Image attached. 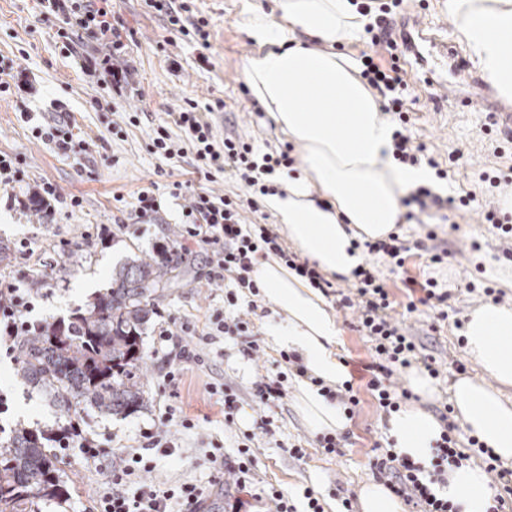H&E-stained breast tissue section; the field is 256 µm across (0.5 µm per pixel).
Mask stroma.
<instances>
[{"label": "stroma", "mask_w": 512, "mask_h": 512, "mask_svg": "<svg viewBox=\"0 0 512 512\" xmlns=\"http://www.w3.org/2000/svg\"><path fill=\"white\" fill-rule=\"evenodd\" d=\"M245 2L191 0L193 15L210 22L209 47L203 50L187 40H172L163 18L146 0H114L117 16L132 34L127 56L132 85L119 92L107 75H93L83 68L85 46L64 52L57 36L59 20L41 15L36 0H0V66L24 71L29 83L28 88L0 96V152L22 160L21 181L9 191L0 188V240L11 247L9 258L0 262V288L28 287L30 270L41 268L47 295L36 300L33 318L46 324L69 320L98 291L109 287L113 269L171 245L183 216L181 200L169 193V175L181 174L196 185L203 179L194 173L191 157L171 164L152 154L150 137L157 125L168 122L169 112L186 100L205 103L223 99V111L213 116L217 133L238 134L264 151L286 145V138L245 91L243 69L257 54L254 43L236 23ZM415 16L438 27L440 40L455 43L444 0H404L394 16V32L410 29ZM202 53L208 64L199 63ZM174 57L182 64L181 72L170 67ZM405 69L415 101L414 143L423 145L426 154L442 163L455 148L470 153L468 163L456 166L448 181L430 179L439 195L456 198L470 190L481 191L485 187L481 173L496 175L512 169V143L498 135L485 113L464 112L453 102L437 98L435 90L447 78V63L430 70L410 54ZM61 107L70 112L88 144L86 154L80 157L57 153L44 134ZM131 110L138 116L133 125L126 122ZM45 181L56 184L64 197L82 198L81 208L73 211L62 202L45 218L22 207L20 198ZM151 181L158 183L161 192L157 221L136 231L129 229V213L121 201ZM442 216V211L431 209L396 225V233L410 251L404 267L382 270L396 312L403 314L410 333L439 367V376L431 381L432 395L411 398L413 405L433 415L449 403L448 390L459 376L480 375L465 353L463 332L456 329V321L487 302L490 288L503 292L504 305L512 307V286L500 276L512 259L503 254L498 230L481 223L474 213L465 214L454 225L445 223ZM439 253L443 262H433V255ZM182 256L185 272L181 284L150 306L142 329L147 353L144 382L148 398L144 406L128 416L109 417L81 408L77 417L85 433L107 453L95 462L77 452L60 456L58 467L69 496L63 501H41L38 512H90L92 497L114 453L137 445L142 432L159 424L162 407L170 401L195 426L190 430L174 428L176 449L172 455L149 451L155 467L146 473V481L165 487L213 484L223 494L215 502L220 510L224 496H237L238 490L225 481L223 471L212 467L209 456L218 449L225 458H235L238 444L251 434L256 444V487L282 489L297 512H304L303 492L309 488L320 497L325 512H337L340 496H358L362 485L373 480V447L384 451L391 447L387 418L377 410L363 379L364 367L371 360L370 342L357 331L352 313H338L341 336L337 356L359 392L360 405L337 454L318 447L316 431L298 410L292 380L285 384V398L273 409L274 435L258 431L263 410L252 401L253 383L258 376L278 371L281 349L269 338L270 328L279 321L276 310L261 311L252 318L260 345L257 355L246 356L240 346L230 342L198 345L201 363L187 366L178 398H169L161 377L159 332L164 322L173 316L200 329L209 312L224 303L223 290L208 283L201 250L192 247ZM428 278L449 295L447 319H439L436 308L420 304L418 293L411 288L412 282ZM413 300L418 303L416 311L406 313V305ZM17 365V359L0 353V391L9 397L8 411L0 414V445L18 427L51 433L67 420L65 411L46 393L18 378ZM224 382L231 384L241 399L230 426L224 423L221 405L207 391L209 384ZM295 445L304 448L303 459L292 456L290 449Z\"/></svg>", "instance_id": "1"}]
</instances>
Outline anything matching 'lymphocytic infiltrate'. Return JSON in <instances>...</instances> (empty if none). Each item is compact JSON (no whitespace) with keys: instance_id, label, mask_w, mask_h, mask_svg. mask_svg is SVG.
<instances>
[{"instance_id":"obj_1","label":"lymphocytic infiltrate","mask_w":512,"mask_h":512,"mask_svg":"<svg viewBox=\"0 0 512 512\" xmlns=\"http://www.w3.org/2000/svg\"><path fill=\"white\" fill-rule=\"evenodd\" d=\"M61 21L58 34L66 41L80 39L91 51L84 59L89 70H100L121 83L124 67L120 62L126 54L124 26L112 11V0H39ZM155 12L163 15L171 32L200 47H208L209 22L191 17L188 0H147ZM394 12L389 4H381L372 25L371 49L361 57V75L380 98L382 112L390 116L393 131V156L403 164L420 162V147L414 146L409 134L411 101L406 70L398 54V44L391 33ZM222 99L201 105L190 100L172 113L171 125H160L151 137L153 154L173 160L192 154L197 174L203 175L205 186L195 188L186 181L171 183L172 196L184 198L182 224L178 242H194L203 251L210 285L224 291L223 308L213 310L206 323L207 340L224 339L241 344L244 353H257L253 341L251 316L258 307L256 298L260 285L256 272L260 261L276 259L306 278L311 287L324 289L328 282L309 262L299 261L281 244L276 233L266 225L246 223L244 212H258L259 197L270 194L266 180L277 171L294 168L297 159L290 149L256 152L253 145L233 135L217 136L210 113L223 110ZM178 127L183 136L174 139L171 127ZM234 178L243 188L237 196H229L210 186L217 175ZM355 296H342L340 306L355 309L356 328L371 343L372 360L365 365L366 387L383 413L397 411L408 390L399 385L398 369L421 360L431 376H438L432 357L421 355L413 336L407 334L392 311L390 294L376 270L358 267L354 270ZM32 291L9 286L0 290V344L14 348L18 337L40 331V324L27 318L32 309ZM188 323L168 320L159 339L164 353L163 383L170 392H177L187 363L198 360L188 336ZM285 372L264 376L254 383L257 405L279 404L286 395L288 377H306L307 368L297 354L282 353ZM445 428L434 448L429 466H422L409 457L394 453L374 456L370 466L384 479L391 491L406 504L419 507L420 512H458L447 499L438 497L433 487L445 483L449 467L460 466L464 456L457 451L455 433L458 429L450 414H442ZM161 427L144 433L141 448L123 452L118 466L108 470L104 482L93 498L94 512H208L206 503L212 490L207 486L184 484L179 488H161L148 483L143 475L152 463L145 450L159 448L173 452L175 445L169 425L179 422L192 428L191 420H177L176 409L166 405Z\"/></svg>"}]
</instances>
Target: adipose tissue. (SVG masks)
I'll return each instance as SVG.
<instances>
[{"instance_id":"1","label":"adipose tissue","mask_w":512,"mask_h":512,"mask_svg":"<svg viewBox=\"0 0 512 512\" xmlns=\"http://www.w3.org/2000/svg\"><path fill=\"white\" fill-rule=\"evenodd\" d=\"M274 13L246 4L237 23L260 52L244 71L252 96L300 152L294 172L277 180L280 191L265 203L302 254L322 269L350 275L363 262L355 237L383 239L404 220L401 198L425 177L398 165L389 148L392 130L379 98L343 45L360 41L369 22L357 0H274ZM454 36L498 90L512 97V0H445ZM259 284L284 316L275 344L298 353L311 377L343 384L348 373L335 345L339 328L327 302L282 262H263ZM466 353L483 379H458L451 401L467 432L504 461H512V403L501 386L512 384V309L480 305L464 325ZM298 403L315 429L341 433L342 408L301 381ZM442 433L430 414L403 407L390 415L395 454L430 464ZM438 493L460 512H487L491 490L478 465L448 470Z\"/></svg>"}]
</instances>
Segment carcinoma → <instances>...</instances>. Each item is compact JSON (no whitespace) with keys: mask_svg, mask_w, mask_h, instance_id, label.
<instances>
[{"mask_svg":"<svg viewBox=\"0 0 512 512\" xmlns=\"http://www.w3.org/2000/svg\"><path fill=\"white\" fill-rule=\"evenodd\" d=\"M182 274V256L174 250L119 267L112 287L69 321L48 323L43 331L18 338V377L51 391L67 413L83 404L104 416L136 412L146 394L140 330L147 306ZM57 461L42 434L15 430L0 450V512H32L38 500L62 498L65 484Z\"/></svg>","mask_w":512,"mask_h":512,"instance_id":"1","label":"carcinoma"}]
</instances>
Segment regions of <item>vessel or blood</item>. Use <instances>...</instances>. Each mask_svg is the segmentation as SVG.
<instances>
[{
    "label": "vessel or blood",
    "mask_w": 512,
    "mask_h": 512,
    "mask_svg": "<svg viewBox=\"0 0 512 512\" xmlns=\"http://www.w3.org/2000/svg\"><path fill=\"white\" fill-rule=\"evenodd\" d=\"M441 55L447 59L453 76L446 86L449 97L464 110L486 113L489 121L512 139V102L503 101L489 82L473 72L467 60L453 47L444 46Z\"/></svg>",
    "instance_id": "1"
}]
</instances>
